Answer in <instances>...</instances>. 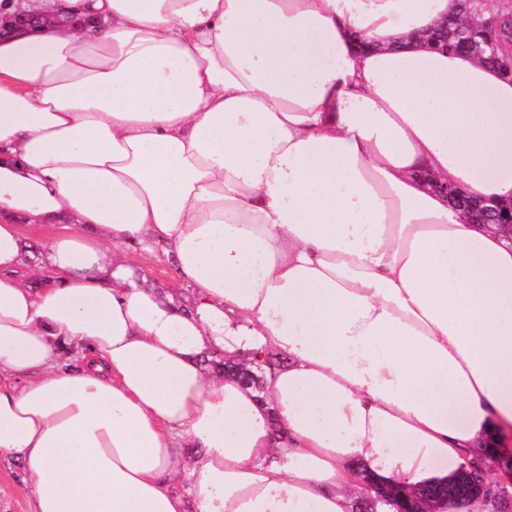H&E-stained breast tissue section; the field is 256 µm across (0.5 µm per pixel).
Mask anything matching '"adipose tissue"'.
<instances>
[{
    "mask_svg": "<svg viewBox=\"0 0 512 512\" xmlns=\"http://www.w3.org/2000/svg\"><path fill=\"white\" fill-rule=\"evenodd\" d=\"M458 3L0 5V458L32 512H354L366 475L512 442V236L431 187L512 197V79L427 44ZM213 351L285 364L258 392ZM126 258L144 285L172 294L184 306L191 305L194 299L192 289L175 278L170 260L161 250L137 247L129 250Z\"/></svg>",
    "mask_w": 512,
    "mask_h": 512,
    "instance_id": "adipose-tissue-1",
    "label": "adipose tissue"
}]
</instances>
